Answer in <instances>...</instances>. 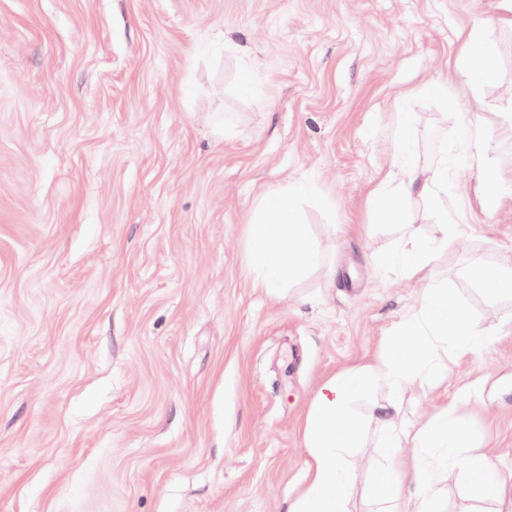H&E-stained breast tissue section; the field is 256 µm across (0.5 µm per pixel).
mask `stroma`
Wrapping results in <instances>:
<instances>
[{"mask_svg":"<svg viewBox=\"0 0 512 512\" xmlns=\"http://www.w3.org/2000/svg\"><path fill=\"white\" fill-rule=\"evenodd\" d=\"M477 27L495 69L471 87L455 72ZM403 112L412 164L448 155L462 234L426 281L383 260L437 237L433 204L382 224L371 200ZM295 181L320 259L272 295L250 218ZM475 265L512 274L503 0H0V512H286L319 386L378 356L431 282L488 341H436L432 377L354 402L347 512L417 508L409 484L370 494L391 400L403 428L467 424L504 479L496 504L445 472L432 512H512V294ZM472 277L489 293H497L512 288L511 277L505 275L500 269L489 266H477L472 270Z\"/></svg>","mask_w":512,"mask_h":512,"instance_id":"35a3bbf8","label":"stroma"}]
</instances>
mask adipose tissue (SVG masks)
<instances>
[{
    "label": "adipose tissue",
    "mask_w": 512,
    "mask_h": 512,
    "mask_svg": "<svg viewBox=\"0 0 512 512\" xmlns=\"http://www.w3.org/2000/svg\"><path fill=\"white\" fill-rule=\"evenodd\" d=\"M468 58L469 66L458 74L461 81L473 85L491 74L494 55L483 34L470 33ZM447 167L444 160L426 172L406 164L402 167L403 179L386 174L373 190L379 218L403 223L410 199L436 197L447 179ZM306 191L305 183L288 184L255 209L250 256L257 287L278 292L317 262L318 253L307 227L298 221V202ZM436 216L440 237H403L386 256V267L412 277L455 244L457 228L447 210L437 208ZM437 339L446 340L450 350L461 353L476 351L487 342L486 336L469 322L467 311L458 300L433 285L426 289L419 312L391 337L382 354L323 382L306 420V482L301 492L289 499L287 512H346L354 474L345 454L362 435V426L349 409L350 402L371 385L385 384L397 395L417 378L430 375L434 370L432 347ZM392 411L389 404L379 408L378 445L384 450L386 464L376 477L373 492L377 497L387 502L395 500L402 484L410 480L417 487L422 505H430L440 473L458 468L474 476L479 498L500 500L497 469L466 428L451 427L435 418L401 435L395 431ZM404 440L414 448L409 461L399 451Z\"/></svg>",
    "instance_id": "ef3b65f1"
}]
</instances>
